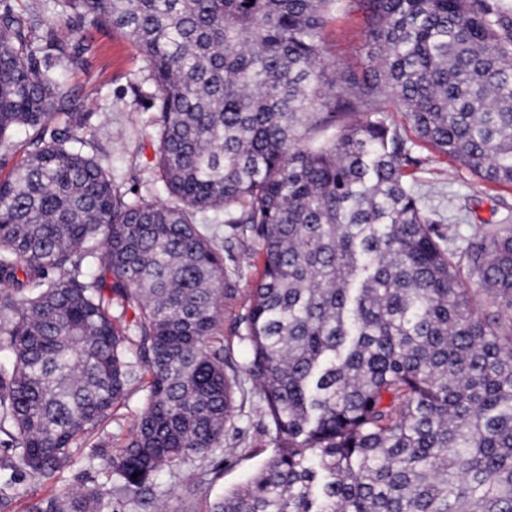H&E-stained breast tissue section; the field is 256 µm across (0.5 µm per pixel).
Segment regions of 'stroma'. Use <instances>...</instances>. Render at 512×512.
Returning <instances> with one entry per match:
<instances>
[{
    "instance_id": "35a3bbf8",
    "label": "stroma",
    "mask_w": 512,
    "mask_h": 512,
    "mask_svg": "<svg viewBox=\"0 0 512 512\" xmlns=\"http://www.w3.org/2000/svg\"><path fill=\"white\" fill-rule=\"evenodd\" d=\"M74 31L86 50L67 81L75 90V107L90 115L83 138L94 141L106 154L124 199L165 200L166 191L155 169L154 110L146 96L151 86L131 38L121 30L90 27L76 19L62 34L67 37ZM324 41L326 55L336 65H363L365 23L360 0H344L324 31ZM409 145L414 159L411 171L422 188L424 205L441 206L451 195L457 206L467 211L464 220L453 227L451 248H465L484 225L512 220V187L480 183L417 137H410ZM242 310V299L225 300L223 333L212 339L214 346L223 347L228 363L239 369L244 368L248 355L236 333ZM142 398L141 390L131 389L126 401L113 409L99 432L86 438L73 463L55 479H18L9 512H28L41 498L102 483L103 475L88 465L85 456L92 448L111 453L126 441ZM234 405L220 451L192 464H178L157 476L153 496L155 501L164 502L166 512H207L213 500L243 484L262 465L271 445L262 402L252 382H245Z\"/></svg>"
}]
</instances>
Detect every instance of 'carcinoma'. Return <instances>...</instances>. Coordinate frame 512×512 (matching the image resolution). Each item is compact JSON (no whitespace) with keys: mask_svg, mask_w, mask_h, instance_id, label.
Instances as JSON below:
<instances>
[{"mask_svg":"<svg viewBox=\"0 0 512 512\" xmlns=\"http://www.w3.org/2000/svg\"><path fill=\"white\" fill-rule=\"evenodd\" d=\"M15 2L0 0V147L28 139L0 178V512L135 386L131 438L88 456L106 482L31 512H105L113 491L139 508L160 472L219 450L240 382L212 337L238 270L206 212L262 260L239 336L272 441L209 512H512V226L448 248L390 117L511 186L512 4L362 0L357 70L325 56L342 0H54L145 62L155 203L124 200L76 135L89 114L62 72L81 42Z\"/></svg>","mask_w":512,"mask_h":512,"instance_id":"obj_1","label":"carcinoma"}]
</instances>
